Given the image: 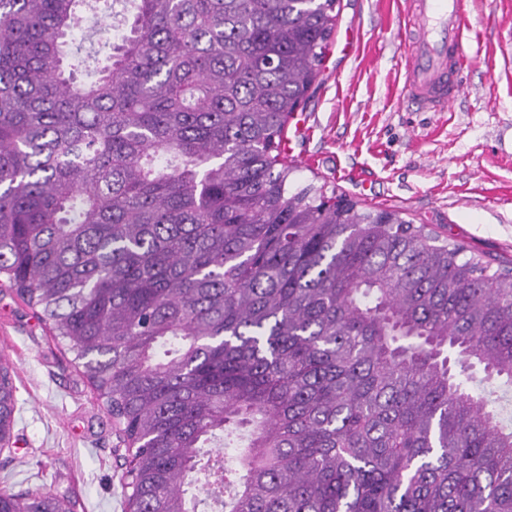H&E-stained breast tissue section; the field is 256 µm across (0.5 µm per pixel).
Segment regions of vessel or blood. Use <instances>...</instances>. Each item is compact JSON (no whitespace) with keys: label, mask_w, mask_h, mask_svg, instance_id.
<instances>
[{"label":"vessel or blood","mask_w":512,"mask_h":512,"mask_svg":"<svg viewBox=\"0 0 512 512\" xmlns=\"http://www.w3.org/2000/svg\"><path fill=\"white\" fill-rule=\"evenodd\" d=\"M403 19L409 96L426 111H447L462 95L468 66V0H404Z\"/></svg>","instance_id":"obj_1"}]
</instances>
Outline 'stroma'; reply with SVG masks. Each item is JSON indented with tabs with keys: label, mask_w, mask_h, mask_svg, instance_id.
<instances>
[{
	"label": "stroma",
	"mask_w": 512,
	"mask_h": 512,
	"mask_svg": "<svg viewBox=\"0 0 512 512\" xmlns=\"http://www.w3.org/2000/svg\"><path fill=\"white\" fill-rule=\"evenodd\" d=\"M402 0H340L318 82L289 120L297 182L400 213L512 270V0H471L465 92L426 112L404 87ZM0 357L15 387L0 492L47 491L72 512H128L119 425L64 342L0 285Z\"/></svg>",
	"instance_id": "1"
}]
</instances>
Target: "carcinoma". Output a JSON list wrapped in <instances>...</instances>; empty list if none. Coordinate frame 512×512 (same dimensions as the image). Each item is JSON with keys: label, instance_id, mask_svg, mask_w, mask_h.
I'll list each match as a JSON object with an SVG mask.
<instances>
[{"label": "carcinoma", "instance_id": "obj_1", "mask_svg": "<svg viewBox=\"0 0 512 512\" xmlns=\"http://www.w3.org/2000/svg\"><path fill=\"white\" fill-rule=\"evenodd\" d=\"M335 9L0 0V278L138 446L141 512H512V271L282 157ZM14 407L1 367L0 445Z\"/></svg>", "mask_w": 512, "mask_h": 512}]
</instances>
